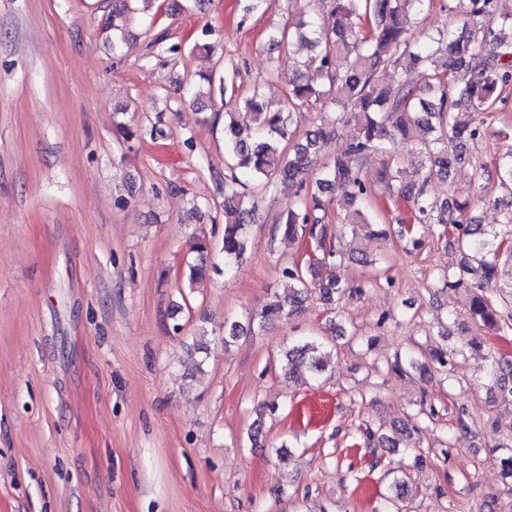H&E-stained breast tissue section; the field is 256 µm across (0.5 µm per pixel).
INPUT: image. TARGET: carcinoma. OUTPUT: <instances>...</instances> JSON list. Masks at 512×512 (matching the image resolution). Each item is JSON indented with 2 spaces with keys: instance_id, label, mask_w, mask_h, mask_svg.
<instances>
[{
  "instance_id": "obj_1",
  "label": "carcinoma",
  "mask_w": 512,
  "mask_h": 512,
  "mask_svg": "<svg viewBox=\"0 0 512 512\" xmlns=\"http://www.w3.org/2000/svg\"><path fill=\"white\" fill-rule=\"evenodd\" d=\"M132 0H115L112 30L120 31L132 21ZM433 0H318L307 18L296 26L285 25L269 36V45L279 47L295 41L310 45L313 53L303 62L306 73L288 80L281 105L272 108L260 88L242 94L233 79L223 81L236 103L253 117L250 133L243 134L232 113L224 115L225 219L222 252L224 268L231 270L248 250L246 225L256 210L247 190L267 188L279 177L294 181L317 163L327 142L339 126L351 127L344 153L319 168L314 192L297 198L274 225L273 236L290 240L310 238L322 257L306 266L293 263L282 269L292 284V294L281 299L274 294L264 306L260 323L290 317L315 296L329 312L362 289L336 274L345 264L346 253L327 240L326 225L317 211L338 200L346 205L345 223L352 234L376 225L371 207V190L359 175V163L370 154L381 157L378 178L384 189L398 187L411 202L421 224L440 225L438 236L453 239L461 260L457 273H444L443 287L467 288L468 315L500 336L512 333V303L496 300V260L512 255V214L489 230L466 217L468 205H442L429 199L427 183L445 177L462 158L458 149L492 135L481 114L489 111L501 89L512 84V51H501L503 30L512 31V10L502 0H449L448 12L462 22L442 36L444 58L437 57L431 43L415 36L409 28L410 15L419 14ZM423 69L428 83L416 89L400 79L385 84L381 73L396 68L401 59ZM469 77L459 83L457 71ZM322 113L321 124L306 141L295 140L290 132L294 116L309 108ZM497 175L512 182V152L498 158L495 170L481 165L477 181ZM460 349L438 345L425 363L415 351L397 354L391 368L402 375L411 369L436 366L449 370ZM331 352L315 338L296 341L284 352L281 369L288 375L306 374L320 378L330 366ZM490 374L500 385L501 399L512 401V359L495 347L488 352ZM418 423H403L401 441L413 455L414 464L426 462L416 449ZM356 440L365 445L373 459L384 449L385 436L371 426L359 428ZM384 508L395 512L398 503L411 496L405 478H395Z\"/></svg>"
}]
</instances>
